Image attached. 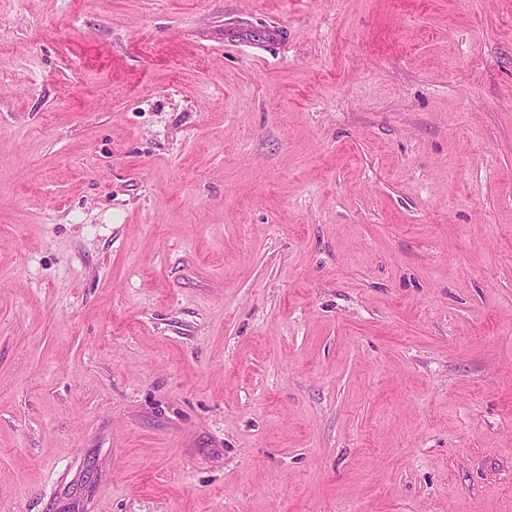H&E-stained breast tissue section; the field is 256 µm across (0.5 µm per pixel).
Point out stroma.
<instances>
[{"mask_svg": "<svg viewBox=\"0 0 512 512\" xmlns=\"http://www.w3.org/2000/svg\"><path fill=\"white\" fill-rule=\"evenodd\" d=\"M0 512H512V0H0Z\"/></svg>", "mask_w": 512, "mask_h": 512, "instance_id": "stroma-1", "label": "stroma"}]
</instances>
